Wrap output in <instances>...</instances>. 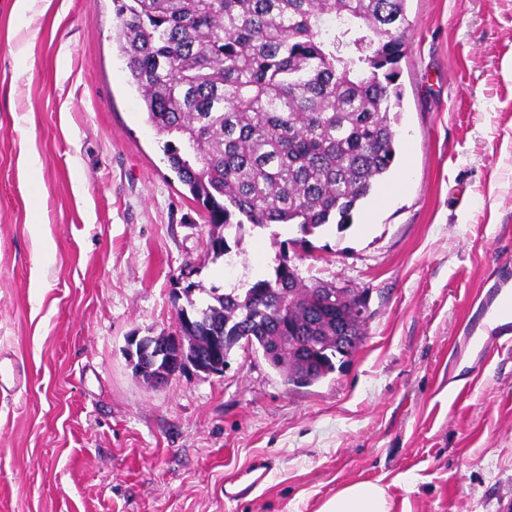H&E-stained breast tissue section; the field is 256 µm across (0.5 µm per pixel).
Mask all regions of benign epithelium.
Here are the masks:
<instances>
[{
    "mask_svg": "<svg viewBox=\"0 0 512 512\" xmlns=\"http://www.w3.org/2000/svg\"><path fill=\"white\" fill-rule=\"evenodd\" d=\"M173 340V336H132L128 340L127 356L130 363L156 387L187 370L221 375L228 367L227 363L209 360L200 352L187 354L175 350Z\"/></svg>",
    "mask_w": 512,
    "mask_h": 512,
    "instance_id": "1",
    "label": "benign epithelium"
}]
</instances>
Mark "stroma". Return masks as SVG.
<instances>
[{"mask_svg": "<svg viewBox=\"0 0 512 512\" xmlns=\"http://www.w3.org/2000/svg\"><path fill=\"white\" fill-rule=\"evenodd\" d=\"M0 0V512H317L355 482L395 512H512V0H407L397 156L353 225L232 261L128 81L112 0ZM36 166H29L27 157ZM288 256L368 299L357 352L284 382L236 347L149 387L129 336L178 333V276L224 289ZM265 483L227 500L256 460Z\"/></svg>", "mask_w": 512, "mask_h": 512, "instance_id": "obj_1", "label": "stroma"}]
</instances>
